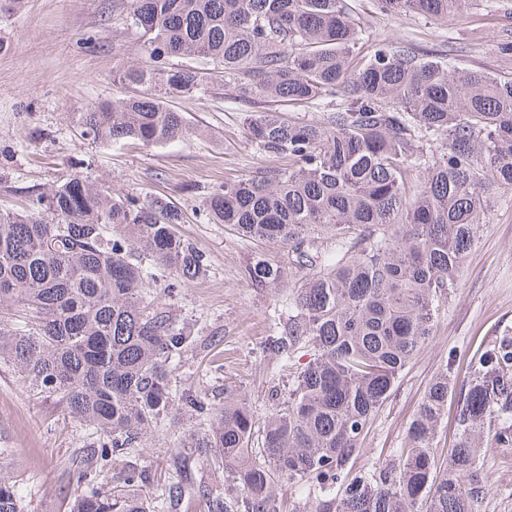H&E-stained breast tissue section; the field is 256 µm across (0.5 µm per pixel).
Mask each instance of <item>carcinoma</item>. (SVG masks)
I'll list each match as a JSON object with an SVG mask.
<instances>
[{
	"label": "carcinoma",
	"mask_w": 512,
	"mask_h": 512,
	"mask_svg": "<svg viewBox=\"0 0 512 512\" xmlns=\"http://www.w3.org/2000/svg\"><path fill=\"white\" fill-rule=\"evenodd\" d=\"M145 61L119 80L132 91L77 113L94 142L144 146L195 134L167 98L199 88L174 58L203 59L224 73L246 113L251 142L288 165L245 174L205 200L208 223L278 246L245 277L253 288L288 287V316L271 348L288 362V398L259 422L239 390L224 405L180 398L172 372L196 344L154 295L202 278L205 253L176 232L183 212L168 198L134 195L76 173L0 212V305L23 307L0 324V362L32 388L57 395L97 436V453L68 473L85 489L71 512H178L197 495L209 512H282L284 482L317 493L314 512H476L486 451L512 447V335L466 364L456 388L450 362L429 384L392 458L350 475L378 409L432 336L461 287L458 272L485 224L490 191L512 188V75L457 69L443 54L401 42H369L348 0H120ZM470 0H372L375 13L444 24ZM325 106L322 117H287L261 103ZM310 268L301 280L288 270ZM313 360L298 361L300 350ZM456 442L433 446L448 403ZM206 418L164 452L159 502L126 491L148 479L126 465L106 494L105 462L138 452L178 409ZM214 456L224 489L188 483L191 457ZM0 512H22L0 476Z\"/></svg>",
	"instance_id": "cac0c4a2"
}]
</instances>
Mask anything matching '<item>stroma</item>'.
Instances as JSON below:
<instances>
[{
	"mask_svg": "<svg viewBox=\"0 0 512 512\" xmlns=\"http://www.w3.org/2000/svg\"><path fill=\"white\" fill-rule=\"evenodd\" d=\"M113 0H23L0 13V210H27L30 195L69 179L85 159L91 180L135 195L169 197L185 215L179 234L209 259L207 275L184 285L165 305L194 332L197 343L177 366V394L202 392L224 403V384L236 382L257 418L271 411L268 391L287 387L288 364L267 350L277 301L251 288L244 270L255 253L280 256L277 246L241 238L232 227L199 218L206 197L224 183L274 160L261 157L248 137L249 107L209 71L205 90L169 98L199 134L161 146L102 145L80 137L72 118L85 106L114 101L127 92L118 75L141 59L139 42L112 15ZM370 41L401 39L420 50L456 49L461 68L512 73V60L496 49L497 29L511 15L486 16L485 0L444 25L413 16L373 13L369 0H352ZM480 242L461 267L462 287L442 312L432 336L378 411L354 469L399 448L407 423L430 380L449 357L467 360L512 331V189L494 191ZM198 420L161 422L140 446L152 472L139 497L161 495L168 480L163 453ZM88 429L58 397L34 392L10 365L0 364V474L15 482L23 512H70L81 490L68 481L73 462L90 453ZM482 478L486 494L477 512H512V448L488 449Z\"/></svg>",
	"mask_w": 512,
	"mask_h": 512,
	"instance_id": "stroma-1",
	"label": "stroma"
}]
</instances>
